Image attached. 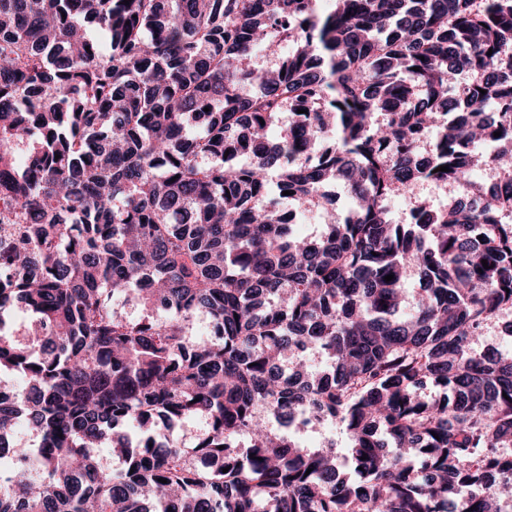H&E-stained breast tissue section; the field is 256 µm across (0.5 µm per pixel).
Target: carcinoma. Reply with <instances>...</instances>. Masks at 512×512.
Segmentation results:
<instances>
[{
	"label": "carcinoma",
	"mask_w": 512,
	"mask_h": 512,
	"mask_svg": "<svg viewBox=\"0 0 512 512\" xmlns=\"http://www.w3.org/2000/svg\"><path fill=\"white\" fill-rule=\"evenodd\" d=\"M317 2L0 0V375L26 380L0 392V512H501L512 497V358L472 347L512 314V0ZM272 31L293 51L256 67ZM243 144L247 166L230 158ZM479 167L500 174L489 192ZM272 174L301 207L337 181L354 205L299 237L277 200L257 204ZM427 181L455 203L393 223L387 201ZM16 308L28 343L3 332ZM200 315L211 333L193 338ZM429 383L444 399L422 397ZM303 415L345 425L359 480L333 445L270 424ZM194 417L185 448L173 428ZM20 423L37 448L14 444Z\"/></svg>",
	"instance_id": "obj_1"
}]
</instances>
